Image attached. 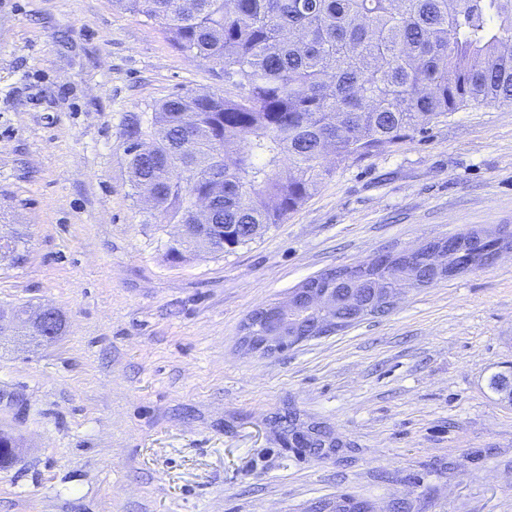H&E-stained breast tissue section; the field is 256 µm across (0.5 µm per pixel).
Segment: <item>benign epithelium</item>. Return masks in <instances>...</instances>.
<instances>
[{"mask_svg":"<svg viewBox=\"0 0 512 512\" xmlns=\"http://www.w3.org/2000/svg\"><path fill=\"white\" fill-rule=\"evenodd\" d=\"M194 208L202 220L195 225V229L201 233L214 231L224 232V226L213 223V214L207 199L198 197L194 200ZM480 247L481 266L485 267L494 263L502 254L512 252V244H508V229L496 227L492 230L485 228H471L463 237L438 238L427 241L421 246L402 251H383L373 258L351 266L340 267L337 273L340 279L355 284L369 281L366 273L373 268H381L391 276H399L401 270L407 266L421 267L429 271L430 277L417 283L418 287H425L461 272L475 270L477 266L473 260L460 261L459 257L467 252L470 247ZM398 294L390 288L373 286L371 297L364 301L358 293L350 292L344 300H339L332 288L324 287L318 283L305 284L292 291L287 304L262 307L253 312L254 329L260 325L273 326L272 333L264 336H248L243 346L252 352L264 355L279 353L285 349L310 340V337L302 335V328L298 319L308 314L323 320V327L329 332L340 331V325L345 322L354 323L359 319L376 315L395 306ZM345 308L347 317L336 315L339 308ZM57 310L52 306H42L31 311L24 309L22 318L28 322L31 329L42 335V339L51 342L56 339L53 329V319ZM289 438L297 439L306 445L317 438L316 431L312 430V422L296 418L292 433ZM321 447L316 456L326 458L336 454L343 442L338 440L332 432L320 437Z\"/></svg>","mask_w":512,"mask_h":512,"instance_id":"obj_1","label":"benign epithelium"}]
</instances>
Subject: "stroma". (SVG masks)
I'll use <instances>...</instances> for the list:
<instances>
[{
    "mask_svg": "<svg viewBox=\"0 0 512 512\" xmlns=\"http://www.w3.org/2000/svg\"><path fill=\"white\" fill-rule=\"evenodd\" d=\"M112 0H0V307L49 304L66 331L0 343V512H512V254L400 294L391 311L262 356L250 314L325 270L471 227L512 225V108L472 103L334 164L287 220L175 262L124 154L128 116L222 89ZM296 410L346 447L286 448ZM14 448L12 463L21 460V441L13 432H3L0 429V467L10 464V456ZM368 505L365 502H351L347 499L336 498L334 500H320L312 509V512H367Z\"/></svg>",
    "mask_w": 512,
    "mask_h": 512,
    "instance_id": "1",
    "label": "stroma"
}]
</instances>
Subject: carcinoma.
<instances>
[{
	"label": "carcinoma",
	"instance_id": "carcinoma-1",
	"mask_svg": "<svg viewBox=\"0 0 512 512\" xmlns=\"http://www.w3.org/2000/svg\"><path fill=\"white\" fill-rule=\"evenodd\" d=\"M224 77V89L163 100L126 138L131 185H155L157 224H192L213 196L224 248L280 224L333 170L471 102L512 108V0H113ZM193 235L168 246L183 260ZM21 447L0 430V467ZM321 500L312 512H367Z\"/></svg>",
	"mask_w": 512,
	"mask_h": 512
}]
</instances>
